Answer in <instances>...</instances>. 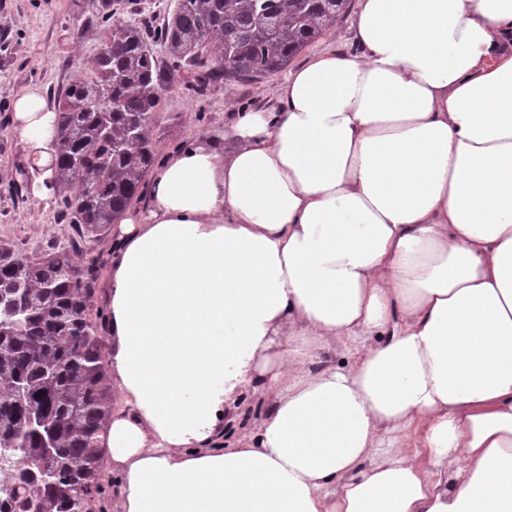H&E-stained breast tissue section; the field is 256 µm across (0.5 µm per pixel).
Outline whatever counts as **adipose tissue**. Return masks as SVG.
Listing matches in <instances>:
<instances>
[{"mask_svg":"<svg viewBox=\"0 0 512 512\" xmlns=\"http://www.w3.org/2000/svg\"><path fill=\"white\" fill-rule=\"evenodd\" d=\"M354 37L114 227L117 512H512V0H359ZM13 129L54 197L41 87ZM245 385L274 397L223 443ZM352 346L354 345L351 343L346 345L342 343L321 345L316 350V354L318 359L325 365L348 368L353 361L350 351ZM341 361H344V364H341Z\"/></svg>","mask_w":512,"mask_h":512,"instance_id":"ef3b65f1","label":"adipose tissue"}]
</instances>
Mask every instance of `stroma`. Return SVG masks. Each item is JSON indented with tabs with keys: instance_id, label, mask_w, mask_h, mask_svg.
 I'll return each mask as SVG.
<instances>
[{
	"instance_id": "obj_1",
	"label": "stroma",
	"mask_w": 512,
	"mask_h": 512,
	"mask_svg": "<svg viewBox=\"0 0 512 512\" xmlns=\"http://www.w3.org/2000/svg\"><path fill=\"white\" fill-rule=\"evenodd\" d=\"M112 19L138 23L146 33L160 28L175 0H111ZM98 0H0V238L14 242L30 258L49 252L71 237L75 227L60 197L43 200L33 193L40 175L28 159L26 144L12 127L13 98L31 85L42 87L50 104L98 56L104 28L96 17ZM357 0L336 26L307 47L289 64L297 69L314 55L332 47L350 54L359 51L353 39ZM161 70L172 71L163 46H156ZM163 92L152 138L156 164L179 148L199 140L223 142L237 113L272 112L278 107L277 87L285 79L277 73L258 83L224 80L196 91L193 71H172ZM115 237L112 232L86 235L79 256L94 264L91 315L97 323L107 317L108 279Z\"/></svg>"
}]
</instances>
